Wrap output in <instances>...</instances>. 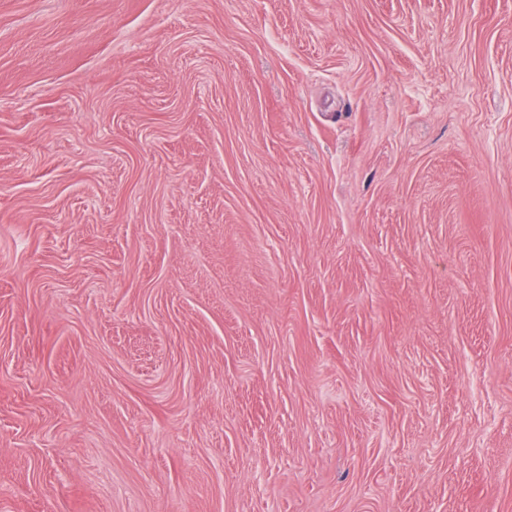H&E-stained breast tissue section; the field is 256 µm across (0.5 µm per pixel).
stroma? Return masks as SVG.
I'll list each match as a JSON object with an SVG mask.
<instances>
[{
	"instance_id": "1",
	"label": "stroma",
	"mask_w": 512,
	"mask_h": 512,
	"mask_svg": "<svg viewBox=\"0 0 512 512\" xmlns=\"http://www.w3.org/2000/svg\"><path fill=\"white\" fill-rule=\"evenodd\" d=\"M0 512H512V0H0Z\"/></svg>"
}]
</instances>
